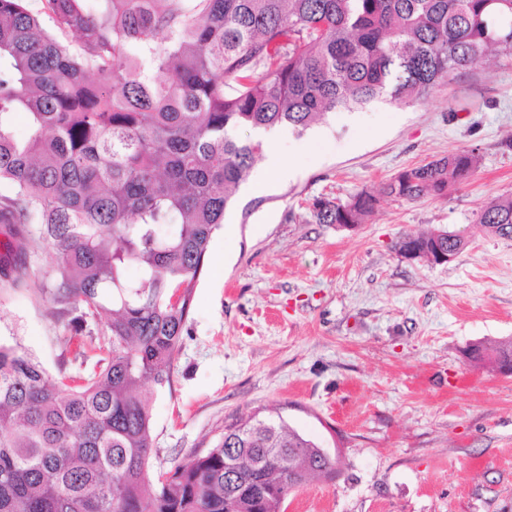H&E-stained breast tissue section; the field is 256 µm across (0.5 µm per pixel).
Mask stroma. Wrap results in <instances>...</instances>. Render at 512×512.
Wrapping results in <instances>:
<instances>
[{"instance_id":"35a3bbf8","label":"stroma","mask_w":512,"mask_h":512,"mask_svg":"<svg viewBox=\"0 0 512 512\" xmlns=\"http://www.w3.org/2000/svg\"><path fill=\"white\" fill-rule=\"evenodd\" d=\"M273 146L290 175L270 177L258 155L224 214L236 234L210 243L170 382L153 393L150 475L272 413L338 461L285 512H512V375L469 359L473 344L512 340V239L476 222L512 196V60H477L411 104L277 127ZM460 149L478 163L447 196L382 195L401 170ZM363 190L381 195L367 223H315L314 199ZM435 229L465 242L448 264L395 251ZM26 264L27 287L0 288V342L52 376L87 373L96 356L76 358L84 337L45 292L56 272Z\"/></svg>"}]
</instances>
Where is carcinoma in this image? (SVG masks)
<instances>
[{
	"mask_svg": "<svg viewBox=\"0 0 512 512\" xmlns=\"http://www.w3.org/2000/svg\"><path fill=\"white\" fill-rule=\"evenodd\" d=\"M490 56L512 58V0H0L5 282L21 287L16 258L38 252L59 272L57 314L103 326L76 387L0 343V512H282L308 480L336 477L318 442L257 415L148 473L146 384L169 379L211 240L262 150L235 131L304 130L382 97L410 104ZM476 164L451 152L383 193L443 197ZM378 202L319 198L313 217L364 224ZM476 223L512 234V196ZM470 358L499 370L512 341Z\"/></svg>",
	"mask_w": 512,
	"mask_h": 512,
	"instance_id": "1",
	"label": "carcinoma"
}]
</instances>
